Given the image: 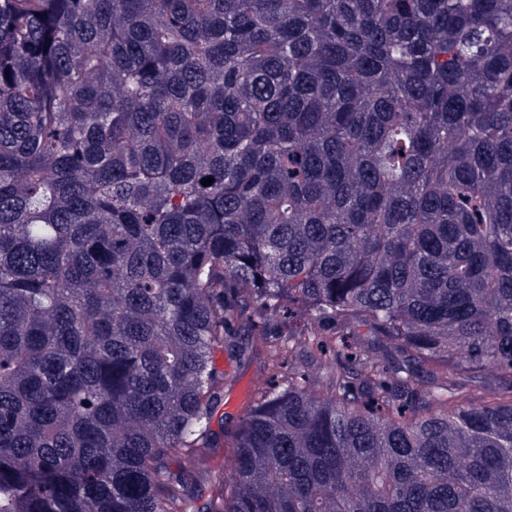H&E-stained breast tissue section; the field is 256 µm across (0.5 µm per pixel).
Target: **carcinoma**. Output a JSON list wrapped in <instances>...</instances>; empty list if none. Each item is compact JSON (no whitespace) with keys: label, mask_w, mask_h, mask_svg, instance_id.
I'll use <instances>...</instances> for the list:
<instances>
[{"label":"carcinoma","mask_w":512,"mask_h":512,"mask_svg":"<svg viewBox=\"0 0 512 512\" xmlns=\"http://www.w3.org/2000/svg\"><path fill=\"white\" fill-rule=\"evenodd\" d=\"M249 303L387 364L254 392L206 500ZM486 366L512 0H0V512H512V400L414 386Z\"/></svg>","instance_id":"cac0c4a2"}]
</instances>
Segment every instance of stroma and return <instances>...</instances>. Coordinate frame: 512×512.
Here are the masks:
<instances>
[{"label":"stroma","instance_id":"1","mask_svg":"<svg viewBox=\"0 0 512 512\" xmlns=\"http://www.w3.org/2000/svg\"><path fill=\"white\" fill-rule=\"evenodd\" d=\"M318 322L304 312H297L295 325H287L282 318L266 319L242 317L234 323L229 341L230 348L216 351V369L224 375V401L211 422L214 446L194 465L201 477L228 476L235 466L237 421L250 404L257 389L265 387L270 379L269 352L266 339L269 333H293L295 342H303L308 331ZM336 360L323 355L312 364L302 352H294L286 359L283 373L301 372L308 376L309 390L321 397L329 392V379ZM454 385L467 402L482 404L505 402L512 399V380L487 370L478 374L453 375Z\"/></svg>","mask_w":512,"mask_h":512}]
</instances>
